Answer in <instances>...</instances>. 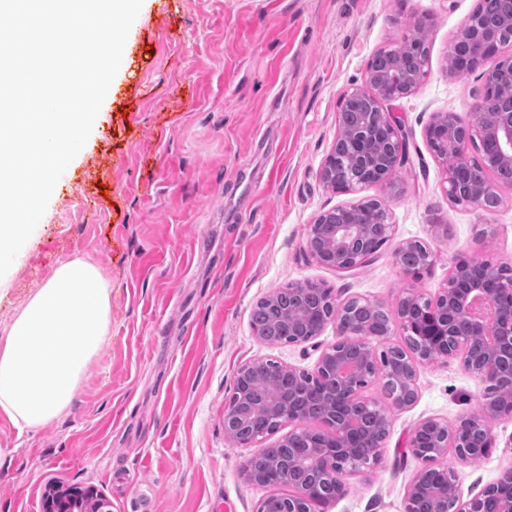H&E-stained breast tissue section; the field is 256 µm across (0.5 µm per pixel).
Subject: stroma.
I'll list each match as a JSON object with an SVG mask.
<instances>
[{"label": "stroma", "mask_w": 512, "mask_h": 512, "mask_svg": "<svg viewBox=\"0 0 512 512\" xmlns=\"http://www.w3.org/2000/svg\"><path fill=\"white\" fill-rule=\"evenodd\" d=\"M478 0H143L138 34L93 131L73 159L90 172L55 192L34 239L0 289V330L58 266L87 259L112 288L108 342L86 367L68 412L38 429L0 416V512H45L52 488L93 489L109 512H258L285 494L250 482L260 446L224 433L238 369L273 360L312 371L336 342L335 325L306 343L272 345L251 324L256 303L310 281L338 300L395 312L407 291L447 287L461 255L512 267V186L494 183L492 211L455 204L446 166L425 131L439 112L469 120L487 69L448 73V50ZM425 23L428 58L416 88L382 102L408 143L395 189L328 188L319 176L339 131L343 97L362 87L368 61ZM383 201L394 231L369 265H319L307 249L323 211ZM421 243L430 259L404 275L398 252ZM485 383L459 360L420 367L416 399L392 410L378 465L347 476L321 512H407L424 467L407 451L416 425L456 424L480 412ZM479 463L452 467L462 500L512 467V417L492 424Z\"/></svg>", "instance_id": "obj_1"}]
</instances>
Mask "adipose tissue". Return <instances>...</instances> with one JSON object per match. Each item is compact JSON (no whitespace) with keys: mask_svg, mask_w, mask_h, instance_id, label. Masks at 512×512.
Wrapping results in <instances>:
<instances>
[{"mask_svg":"<svg viewBox=\"0 0 512 512\" xmlns=\"http://www.w3.org/2000/svg\"><path fill=\"white\" fill-rule=\"evenodd\" d=\"M110 324L111 290L98 268L62 263L0 336V414L32 429L65 413Z\"/></svg>","mask_w":512,"mask_h":512,"instance_id":"ef3b65f1","label":"adipose tissue"}]
</instances>
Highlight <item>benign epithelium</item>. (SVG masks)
Returning <instances> with one entry per match:
<instances>
[{"label": "benign epithelium", "instance_id": "7a95c632", "mask_svg": "<svg viewBox=\"0 0 512 512\" xmlns=\"http://www.w3.org/2000/svg\"><path fill=\"white\" fill-rule=\"evenodd\" d=\"M484 37L476 41L470 52L459 57L451 72L463 76L491 60L485 93L480 95L470 122L461 120L452 112L438 115L427 128V138L439 139L450 146L460 162L468 159L470 148L476 141L495 144L493 150L496 163H512V115L509 119L489 125L486 111L495 90H507L512 95V54H503L504 43L500 33L485 30L481 14L469 15L461 26L457 38L463 39L476 32ZM389 131L394 150L392 156L399 163L403 156L404 143L401 127L388 119ZM372 140L370 131L363 125L350 127L347 149L353 161L361 168L363 176L370 183L385 186L393 178L395 170L381 173L374 169L368 152ZM335 211H327L311 225L307 239L310 256L320 265L336 268H353L364 260L365 245L369 236L380 230L392 235L393 225L355 224L344 221L331 223ZM312 283H298L290 289L292 305L281 303L279 292L265 297V302L275 307V316L267 325L254 327L256 336L264 341L272 329L286 322L295 329L297 342H307L319 335L322 327L315 326L314 332L303 330V325L313 319L317 309L311 307L306 289ZM401 311L402 327L409 333L405 341L415 349L404 362V369L396 375L384 374L385 380L404 400V405L413 404L416 398V368L421 348L443 345L449 355L461 358L464 367L477 375L488 385H495L502 379L508 384L497 391L493 398H486L482 414L465 418L454 427L436 419L421 421L413 430L410 447L412 453L427 463L410 488V512H418V505L428 501L430 512H448V503L458 505V512H484V499L492 494L497 499V512H512V468L505 470L496 483L487 487L482 496L459 506L460 492L455 482L454 471L443 463L448 447L455 448L456 459L469 463L476 457L488 453L493 444L490 421L501 417H512V279L504 277L502 268L492 265L477 256L461 259L453 266L448 287L434 298L425 299L409 291L397 304ZM341 336L358 337L359 348L351 356L340 350V343L326 347L311 373L306 378L322 382L319 417L329 426V442L324 444L313 438L302 423L309 419L307 410H295L301 396L290 392L286 398L257 401L253 394L254 384L250 378L251 364L241 366L237 372L234 395L224 409V432L233 442L248 445L257 441L249 434L248 423L257 412H263L275 421L282 418L297 426L296 432L303 436V447L294 449L296 467L302 470L299 487L285 502L277 503L265 499L259 512H311L314 502L327 503L346 491L344 477L363 465H377L381 462L380 445L387 435L388 423L381 421L377 430L381 439L375 447L355 439L356 414L369 404L359 397L360 389L352 383L354 374L363 362L375 354L373 338L361 336L358 329L338 330ZM425 430L437 435L438 441L431 448H423L418 437ZM448 472L446 483L440 485V492L430 493L431 484L427 477L434 472ZM81 512H103V503L94 491H80L72 494Z\"/></svg>", "mask_w": 512, "mask_h": 512}]
</instances>
